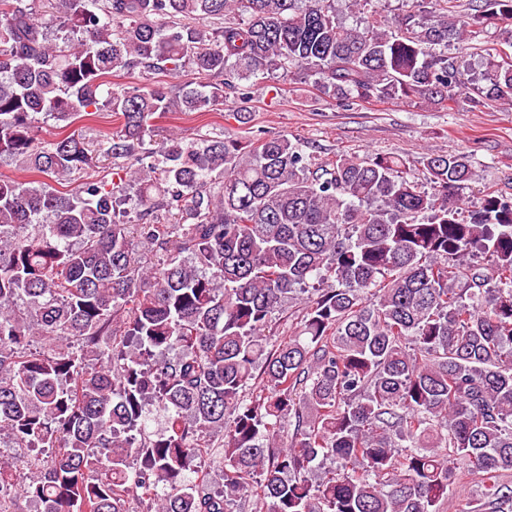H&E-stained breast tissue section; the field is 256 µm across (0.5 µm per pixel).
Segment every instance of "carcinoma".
Returning <instances> with one entry per match:
<instances>
[{"mask_svg": "<svg viewBox=\"0 0 512 512\" xmlns=\"http://www.w3.org/2000/svg\"><path fill=\"white\" fill-rule=\"evenodd\" d=\"M338 2L0 0V156L29 174L0 177V444L54 449L28 478L0 456V512L14 486L39 512H440L461 467L482 476L466 512H512V197L464 215L468 156L426 158L427 188L405 157L286 135L139 165L153 115L259 75L338 102L512 99V54L485 49V86L448 55L490 20L512 49V0H344L363 27ZM138 68L220 82L111 81ZM102 112L94 147L38 141ZM101 156L111 179L69 187ZM299 298L295 335L267 336ZM104 115H100L95 119L89 120L85 118H80L75 120L68 127H64L66 123L57 122L53 119L41 121L39 125L38 138L40 141L44 143H49L55 139V137L60 133H70L72 131L79 132L82 134L86 140L97 142L104 133L112 132L114 128H116L117 124L112 122L105 112Z\"/></svg>", "mask_w": 512, "mask_h": 512, "instance_id": "1", "label": "carcinoma"}]
</instances>
